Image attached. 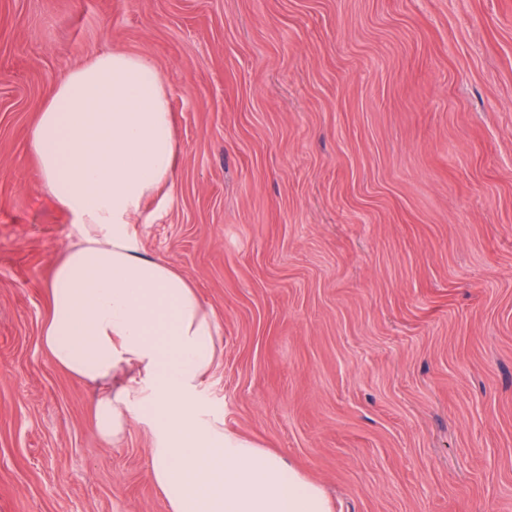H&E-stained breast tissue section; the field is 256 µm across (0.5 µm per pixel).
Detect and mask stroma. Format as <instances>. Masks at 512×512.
Segmentation results:
<instances>
[{
	"mask_svg": "<svg viewBox=\"0 0 512 512\" xmlns=\"http://www.w3.org/2000/svg\"><path fill=\"white\" fill-rule=\"evenodd\" d=\"M93 47L171 88L139 230L222 323L225 429L336 512H512V0H0V512H165L40 347L71 226L27 131Z\"/></svg>",
	"mask_w": 512,
	"mask_h": 512,
	"instance_id": "stroma-1",
	"label": "stroma"
}]
</instances>
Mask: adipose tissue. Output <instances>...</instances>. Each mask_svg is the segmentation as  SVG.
Segmentation results:
<instances>
[{
  "label": "adipose tissue",
  "mask_w": 512,
  "mask_h": 512,
  "mask_svg": "<svg viewBox=\"0 0 512 512\" xmlns=\"http://www.w3.org/2000/svg\"><path fill=\"white\" fill-rule=\"evenodd\" d=\"M170 88L146 58L90 49L62 71L27 131L31 155L75 240L48 284L41 348L97 384L96 432L151 435L165 512H334L276 453L228 433L200 402L223 326L167 259L144 251L147 206L170 197L180 152Z\"/></svg>",
  "instance_id": "1"
}]
</instances>
